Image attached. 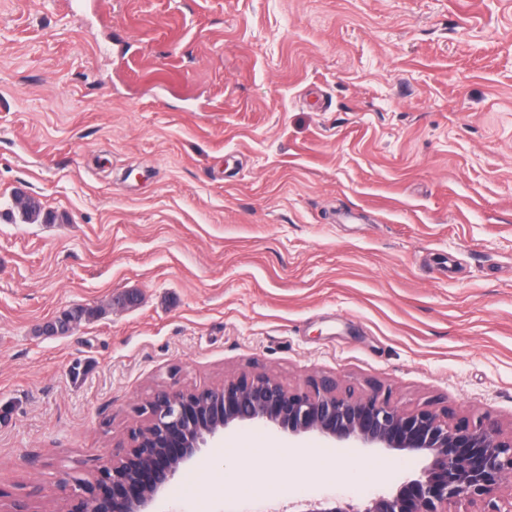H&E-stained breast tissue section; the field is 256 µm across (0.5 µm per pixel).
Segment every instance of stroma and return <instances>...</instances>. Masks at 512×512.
I'll return each instance as SVG.
<instances>
[{"label": "stroma", "mask_w": 512, "mask_h": 512, "mask_svg": "<svg viewBox=\"0 0 512 512\" xmlns=\"http://www.w3.org/2000/svg\"><path fill=\"white\" fill-rule=\"evenodd\" d=\"M242 372L512 427V0H0V492L54 512L158 386ZM295 445L335 472L225 488L226 449ZM424 464L246 424L152 510L359 505Z\"/></svg>", "instance_id": "35a3bbf8"}]
</instances>
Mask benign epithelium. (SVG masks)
Segmentation results:
<instances>
[{"label":"benign epithelium","mask_w":512,"mask_h":512,"mask_svg":"<svg viewBox=\"0 0 512 512\" xmlns=\"http://www.w3.org/2000/svg\"><path fill=\"white\" fill-rule=\"evenodd\" d=\"M135 413L140 422L126 444L92 479L59 481L63 512H150L154 498L208 441L245 423L426 460L418 477L359 507L319 500L298 504V512H453L462 501L475 512H512V492L503 498L504 483L512 476V431L488 417L407 410L378 387L358 393L323 376L311 380V391L300 392L273 375L250 372L202 389L163 385Z\"/></svg>","instance_id":"7a95c632"}]
</instances>
